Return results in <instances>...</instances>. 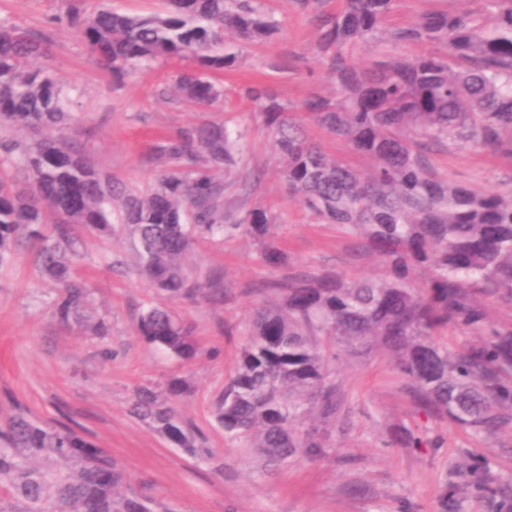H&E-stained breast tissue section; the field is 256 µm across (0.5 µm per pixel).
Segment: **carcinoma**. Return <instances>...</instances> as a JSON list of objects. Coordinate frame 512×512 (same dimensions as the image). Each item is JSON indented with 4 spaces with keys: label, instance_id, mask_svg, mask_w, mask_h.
<instances>
[{
    "label": "carcinoma",
    "instance_id": "cac0c4a2",
    "mask_svg": "<svg viewBox=\"0 0 512 512\" xmlns=\"http://www.w3.org/2000/svg\"><path fill=\"white\" fill-rule=\"evenodd\" d=\"M76 0L67 22L115 79L177 59L190 66L168 77L163 93L208 109L224 101L218 71L237 55L229 38L260 42L277 24L253 0H162L149 15L112 0ZM457 12H429L393 33L382 27L395 0H343L319 13L315 50L340 89L334 100L304 104L309 118L370 161L359 169L328 154L264 86L246 98L262 107L283 162L288 193L305 208L360 238L385 268L380 278L340 273L284 276L278 303L253 309L239 356L213 402L224 433L278 466L320 456V432L342 422L332 363L388 354L428 419L476 433L512 419V328L488 321L480 298L512 305V192H479L433 176L428 153L473 146L512 159V0H476ZM388 38L438 44L406 60H353L358 43ZM50 39L0 17V265L25 241L41 273L60 288L55 313L82 335L108 326L87 303L72 272L78 232L120 237L149 287L174 300L203 291L186 259L200 240L240 233L260 260L288 268L272 242L273 220L254 208L229 223L224 195L239 171L241 136L209 121L161 137L149 155L159 168L147 191L117 187L70 133L76 101L46 66ZM473 329L480 342L449 350L437 337ZM148 345L189 362L192 328L171 309L135 318ZM191 392L184 378L162 392L137 389L131 411L172 446L211 459L201 432L179 416ZM23 512H156L155 500L128 489L108 452L73 427L46 424L17 405L0 420V492Z\"/></svg>",
    "mask_w": 512,
    "mask_h": 512
}]
</instances>
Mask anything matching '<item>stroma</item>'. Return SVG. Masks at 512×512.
I'll list each match as a JSON object with an SVG mask.
<instances>
[{"label": "stroma", "mask_w": 512, "mask_h": 512, "mask_svg": "<svg viewBox=\"0 0 512 512\" xmlns=\"http://www.w3.org/2000/svg\"><path fill=\"white\" fill-rule=\"evenodd\" d=\"M262 4L279 23L277 35L261 43L233 42L237 63L217 76L224 86L219 117L244 137L243 169L260 176L250 192L231 189L228 203L241 214L256 207L268 211L275 244L288 254L291 273L381 276L384 268L375 257L356 255L354 236L289 197L265 117L243 97L248 85L264 84L326 152L368 167L366 158L329 137L303 111L307 99L337 92L315 56L311 17L336 11L341 0ZM467 5L468 0H397L384 25L396 29L424 13ZM66 8V0H0V16L50 37L49 63L74 89L80 113L76 138L97 168L117 183L146 187L157 173L147 161L157 138L208 114L161 95L179 61L114 80L77 28L53 24ZM429 160L449 181L478 191L512 189V159L487 150L463 146L431 153ZM78 249L74 272L86 281L91 306L109 326L101 338L76 334L57 322L59 290L42 277L30 247H18L0 266V417L17 402L37 419L68 422L120 463L130 487L172 512H502L505 500L494 490L512 485V421L486 435L417 414L407 380L383 354L337 363L348 425L345 433L327 438V457H301L268 468L225 436L213 420V400L233 370L239 333L252 309L276 300L274 293H255V286L282 276L259 260L250 239L206 241L187 259L201 282L223 283L220 301L204 293L192 302L167 300L147 288L119 241L84 233ZM155 304L193 323L200 347L193 362L179 363L136 334L138 310ZM174 376L192 385L178 411L203 433L215 454L211 462L172 447L131 411L137 388L160 391ZM393 429L421 437L422 446L392 445Z\"/></svg>", "instance_id": "1"}]
</instances>
